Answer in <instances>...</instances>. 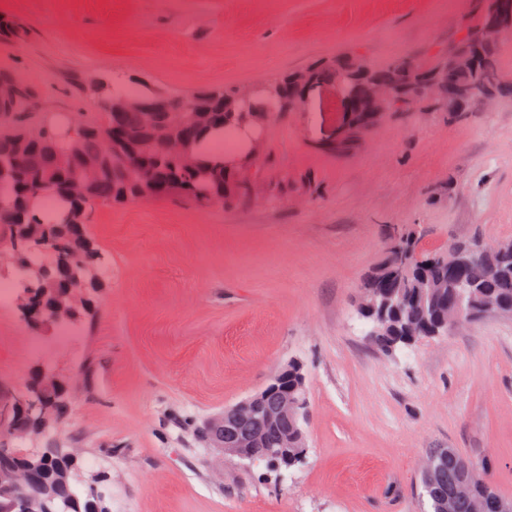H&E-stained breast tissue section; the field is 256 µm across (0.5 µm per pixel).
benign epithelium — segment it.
I'll list each match as a JSON object with an SVG mask.
<instances>
[{"label":"benign epithelium","instance_id":"obj_1","mask_svg":"<svg viewBox=\"0 0 512 512\" xmlns=\"http://www.w3.org/2000/svg\"><path fill=\"white\" fill-rule=\"evenodd\" d=\"M512 38V0H490L486 10L485 24L479 40L470 45L464 36L448 44L442 50L445 64L429 76L421 85L415 86L403 78L392 83L382 82L370 75L369 67L360 60L349 65L338 66L341 74L351 82V90L344 94L336 90L343 121L332 147L339 149L357 140L374 125L379 118L398 107L410 108L415 100L424 95L443 104L448 112H461L475 104L485 106L500 94L512 91V80L496 67L491 52L499 51L504 40ZM473 69L482 75L480 86L475 87L457 79V71ZM322 83L314 73H306L295 79L293 95L274 96L269 114L297 112L308 93ZM127 112L140 115L144 129L154 125L153 106L139 96L124 97L119 102ZM211 115L191 106L177 112V123L181 127L205 125ZM240 123L243 134L249 136V149L235 158H221L232 180L234 189L251 195L259 193V183L254 179V167L261 156L263 138L262 124L251 113L244 112ZM164 153L182 159L189 168L196 167L194 156L186 150L183 141L176 136L167 137L162 143ZM72 180L70 194L75 199L84 196L99 175V161L95 156L81 157L70 163ZM486 259L480 245L454 241L448 248V287L468 288L466 271L477 260ZM410 268L408 257L396 250L390 254L385 279L398 287ZM493 270L497 277L512 279V242L498 244L497 261ZM21 310L28 323L39 329H50L58 323L59 312L50 302L44 288L27 286L21 290ZM475 317L464 297L454 292L448 298V322L444 330L435 327L429 336H446L460 325ZM302 377L301 367L286 364L278 368L267 384L251 397L224 409L213 419L206 434L216 447L227 454L236 455L250 462L264 461L275 467H288V439L294 437L306 447V436L300 421L307 405L306 394L288 380ZM69 392L66 378L55 372L38 368L29 375L23 392L0 391V489L5 488L15 468L18 452L10 442L40 433L55 427L60 420L63 400ZM52 452L70 462V478L56 481L52 488L46 486V473L42 461L29 464L24 484L12 483L0 501V512H13L19 503L18 492L30 489L32 494L50 493L52 507L44 512H69L73 500L72 485L77 473L76 462L61 448ZM425 473L429 478L431 496L437 503L438 512H512V502L501 499L494 493L485 496L481 504L470 503L468 494L469 465L451 448H437L429 455Z\"/></svg>","mask_w":512,"mask_h":512}]
</instances>
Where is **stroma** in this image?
<instances>
[{"instance_id":"stroma-1","label":"stroma","mask_w":512,"mask_h":512,"mask_svg":"<svg viewBox=\"0 0 512 512\" xmlns=\"http://www.w3.org/2000/svg\"><path fill=\"white\" fill-rule=\"evenodd\" d=\"M480 0H0L22 35L0 45L11 120L99 123L94 88L191 94L355 55L436 61ZM336 90L274 115L262 195L200 207L173 196L97 202L93 309L68 338L0 306V388L47 366L71 381L62 421L18 446L75 448L102 512H429L421 467L453 448L512 500V319L382 353L354 298L408 228L428 252L512 240V96L386 113L336 151ZM307 375L303 461L280 473L205 434L275 369Z\"/></svg>"}]
</instances>
